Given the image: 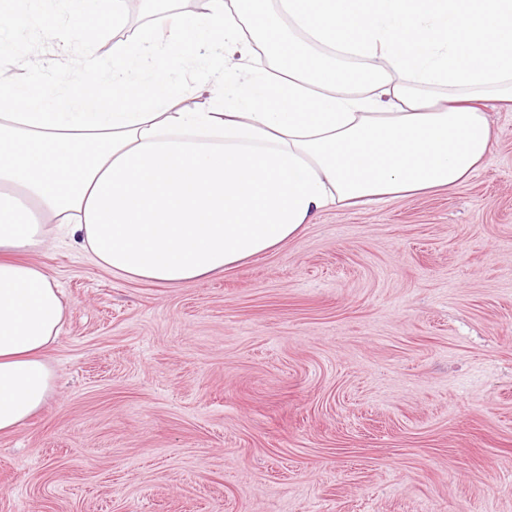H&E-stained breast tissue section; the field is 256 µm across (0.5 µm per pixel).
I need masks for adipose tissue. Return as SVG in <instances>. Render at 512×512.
Here are the masks:
<instances>
[{"label":"adipose tissue","instance_id":"obj_1","mask_svg":"<svg viewBox=\"0 0 512 512\" xmlns=\"http://www.w3.org/2000/svg\"><path fill=\"white\" fill-rule=\"evenodd\" d=\"M57 0L0 18V59ZM68 92L0 70V435L51 397L67 304L29 253L60 234L109 272L176 286L297 237L329 207L453 190L490 160L486 108L512 103V0H207L95 53L68 0ZM206 110L182 107L186 60Z\"/></svg>","mask_w":512,"mask_h":512}]
</instances>
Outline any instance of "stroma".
Segmentation results:
<instances>
[{
  "label": "stroma",
  "mask_w": 512,
  "mask_h": 512,
  "mask_svg": "<svg viewBox=\"0 0 512 512\" xmlns=\"http://www.w3.org/2000/svg\"><path fill=\"white\" fill-rule=\"evenodd\" d=\"M462 186L160 286L59 242L55 389L0 512H512V105Z\"/></svg>",
  "instance_id": "1"
}]
</instances>
